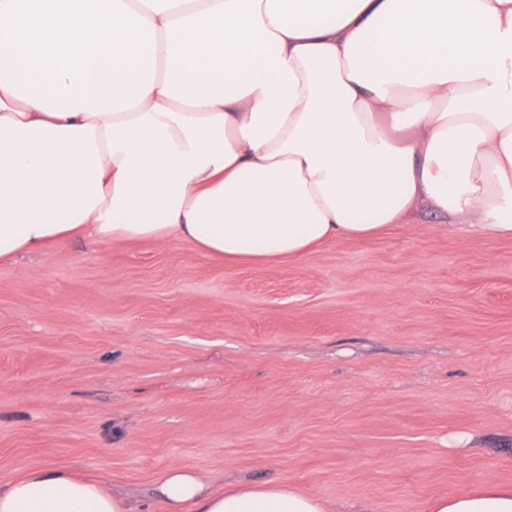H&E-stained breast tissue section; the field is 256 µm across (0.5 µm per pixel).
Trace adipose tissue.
I'll return each mask as SVG.
<instances>
[{
    "label": "adipose tissue",
    "instance_id": "ef3b65f1",
    "mask_svg": "<svg viewBox=\"0 0 512 512\" xmlns=\"http://www.w3.org/2000/svg\"><path fill=\"white\" fill-rule=\"evenodd\" d=\"M512 238V0H0V263L76 236L284 262L418 211ZM171 512H324L282 485ZM0 512H127L43 468ZM431 512H512V487Z\"/></svg>",
    "mask_w": 512,
    "mask_h": 512
}]
</instances>
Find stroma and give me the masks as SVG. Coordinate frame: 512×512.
Here are the masks:
<instances>
[{
    "instance_id": "stroma-1",
    "label": "stroma",
    "mask_w": 512,
    "mask_h": 512,
    "mask_svg": "<svg viewBox=\"0 0 512 512\" xmlns=\"http://www.w3.org/2000/svg\"><path fill=\"white\" fill-rule=\"evenodd\" d=\"M172 467L327 512L512 486V239L427 213L281 264L83 238L1 264L0 485L167 512Z\"/></svg>"
}]
</instances>
